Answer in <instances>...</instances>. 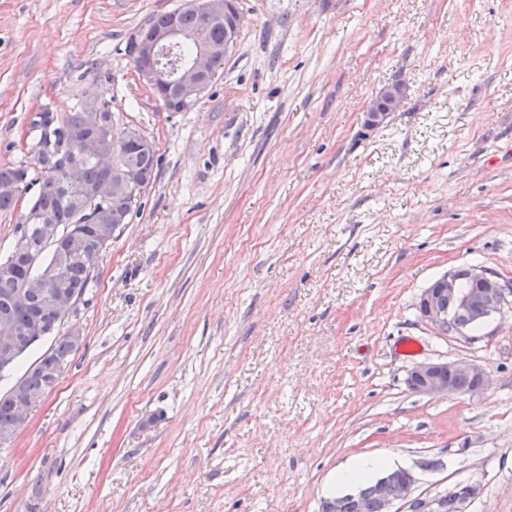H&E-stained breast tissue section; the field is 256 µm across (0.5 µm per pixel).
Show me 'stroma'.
Returning a JSON list of instances; mask_svg holds the SVG:
<instances>
[{
  "mask_svg": "<svg viewBox=\"0 0 512 512\" xmlns=\"http://www.w3.org/2000/svg\"><path fill=\"white\" fill-rule=\"evenodd\" d=\"M182 2L0 0V164L89 91L159 159L63 325L81 346L0 446V512H322L367 456L512 512V305L463 336L415 308L456 267L512 281V168L488 163L512 149V0H240L223 71L169 112L126 47ZM456 359L489 388H409ZM405 90L406 84L402 80H400V82L392 86H388L385 88L383 87L382 90L377 95H375L374 98L370 100L366 105L364 112L365 127L368 129H374L375 127L383 123L384 112H393L397 108V105L389 107L386 102H383L380 103L378 106V110L381 112H376L375 100L381 93L392 97L396 102H398L402 100V98L404 97ZM448 370L467 375L474 381V387L472 388L473 381L471 379L454 373L448 376ZM408 382L418 393L441 398L479 394L486 391L490 384L485 369L466 359L419 363L410 371ZM410 384V389H413Z\"/></svg>",
  "mask_w": 512,
  "mask_h": 512,
  "instance_id": "35a3bbf8",
  "label": "stroma"
}]
</instances>
